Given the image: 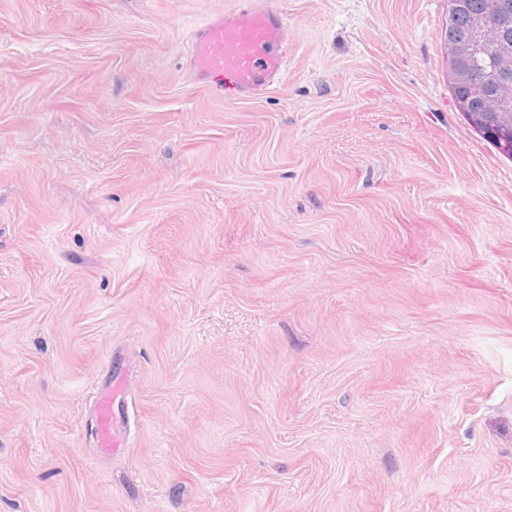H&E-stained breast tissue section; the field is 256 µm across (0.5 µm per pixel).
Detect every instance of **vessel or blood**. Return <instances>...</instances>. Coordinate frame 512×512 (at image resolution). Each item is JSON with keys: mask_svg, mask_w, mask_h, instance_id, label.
I'll list each match as a JSON object with an SVG mask.
<instances>
[{"mask_svg": "<svg viewBox=\"0 0 512 512\" xmlns=\"http://www.w3.org/2000/svg\"><path fill=\"white\" fill-rule=\"evenodd\" d=\"M284 22L273 9L253 5L226 13L201 27L193 45L197 79L231 76L239 92L254 97L269 90L285 65L281 47ZM124 396L123 380L114 377L96 406L95 438L100 452L114 455L125 446V427L114 407Z\"/></svg>", "mask_w": 512, "mask_h": 512, "instance_id": "vessel-or-blood-1", "label": "vessel or blood"}]
</instances>
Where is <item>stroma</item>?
I'll return each instance as SVG.
<instances>
[{"label":"stroma","mask_w":512,"mask_h":512,"mask_svg":"<svg viewBox=\"0 0 512 512\" xmlns=\"http://www.w3.org/2000/svg\"><path fill=\"white\" fill-rule=\"evenodd\" d=\"M0 0V512H512V159L448 0ZM123 375L127 450L91 428ZM283 30L278 12L257 5L211 20L198 30L193 44L195 77L229 75L244 97L269 90L285 65Z\"/></svg>","instance_id":"35a3bbf8"}]
</instances>
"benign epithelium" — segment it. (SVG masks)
<instances>
[{
  "mask_svg": "<svg viewBox=\"0 0 512 512\" xmlns=\"http://www.w3.org/2000/svg\"><path fill=\"white\" fill-rule=\"evenodd\" d=\"M491 13L498 18V27L512 24V3L509 0H495ZM492 32L484 18L472 24L470 33L453 46L452 54L469 63L465 78L475 82L481 77L491 79L489 91L479 100L486 111L495 113L504 122L512 123V53L501 51L490 57L487 50L491 45Z\"/></svg>",
  "mask_w": 512,
  "mask_h": 512,
  "instance_id": "1",
  "label": "benign epithelium"
}]
</instances>
